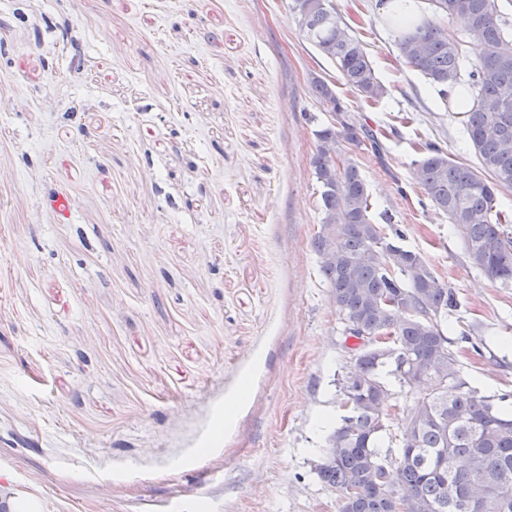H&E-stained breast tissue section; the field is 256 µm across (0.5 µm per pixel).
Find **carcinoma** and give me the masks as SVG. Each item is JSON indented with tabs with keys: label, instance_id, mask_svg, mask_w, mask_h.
I'll use <instances>...</instances> for the list:
<instances>
[{
	"label": "carcinoma",
	"instance_id": "cac0c4a2",
	"mask_svg": "<svg viewBox=\"0 0 512 512\" xmlns=\"http://www.w3.org/2000/svg\"><path fill=\"white\" fill-rule=\"evenodd\" d=\"M300 31L334 62L340 80L358 99L379 102L387 94L364 42L348 36L342 17L323 0H304ZM464 29L475 57L465 125L478 165L464 166L431 145L417 177L433 207L454 225L468 261L502 288H512V220L497 196L512 189V30L497 0H440L434 15L402 24L399 57L431 85H456L466 55L449 42L436 17ZM312 96L331 109L342 102L332 83L310 80ZM310 165L321 185L322 230L312 240L332 302L350 335L379 336L392 328L395 357L370 352L350 360L341 386L351 406L328 438L333 460L318 467L336 489L340 512H396L377 468L393 396L386 381L417 384L409 426L398 439V485L407 512H512V416L501 403L512 394L485 395L459 375L454 352L444 344L441 316L457 307L420 253L388 241L371 223L369 191L355 161L341 157L351 146L379 152L377 135L356 124L314 131ZM336 149L338 159L329 155ZM412 301L418 314H405Z\"/></svg>",
	"mask_w": 512,
	"mask_h": 512
}]
</instances>
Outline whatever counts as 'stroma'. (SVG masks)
Instances as JSON below:
<instances>
[{
    "label": "stroma",
    "mask_w": 512,
    "mask_h": 512,
    "mask_svg": "<svg viewBox=\"0 0 512 512\" xmlns=\"http://www.w3.org/2000/svg\"><path fill=\"white\" fill-rule=\"evenodd\" d=\"M289 3L0 0V483L40 512H338L316 466L350 355L311 245L315 75L381 141L354 153L374 223L456 292L461 376L512 392V288L415 177L430 144L475 164L461 109L378 0H333L374 105Z\"/></svg>",
    "instance_id": "stroma-1"
}]
</instances>
